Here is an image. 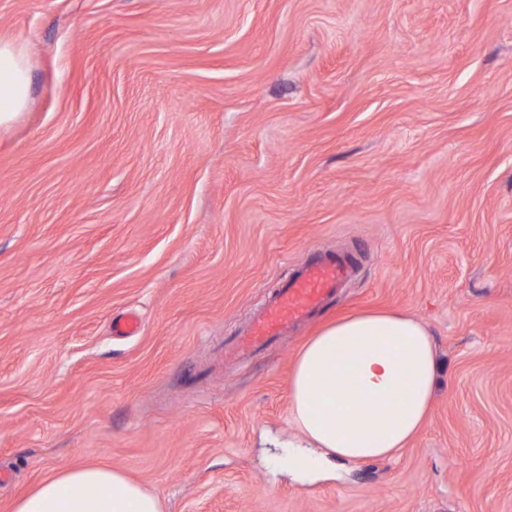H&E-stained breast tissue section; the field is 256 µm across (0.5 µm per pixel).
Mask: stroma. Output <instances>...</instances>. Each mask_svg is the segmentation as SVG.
<instances>
[{"label":"stroma","instance_id":"1","mask_svg":"<svg viewBox=\"0 0 512 512\" xmlns=\"http://www.w3.org/2000/svg\"><path fill=\"white\" fill-rule=\"evenodd\" d=\"M0 35L31 68L0 131V512L93 463L163 512H512V0H0ZM336 253V296L226 357ZM363 309L429 328L426 426L295 478L297 353Z\"/></svg>","mask_w":512,"mask_h":512}]
</instances>
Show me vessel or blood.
Listing matches in <instances>:
<instances>
[{"label":"vessel or blood","instance_id":"1","mask_svg":"<svg viewBox=\"0 0 512 512\" xmlns=\"http://www.w3.org/2000/svg\"><path fill=\"white\" fill-rule=\"evenodd\" d=\"M354 266L346 256L329 257L303 265L265 306L242 334L236 353L247 357L266 346L288 325L306 319L347 281Z\"/></svg>","mask_w":512,"mask_h":512}]
</instances>
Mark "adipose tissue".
Segmentation results:
<instances>
[{
    "label": "adipose tissue",
    "mask_w": 512,
    "mask_h": 512,
    "mask_svg": "<svg viewBox=\"0 0 512 512\" xmlns=\"http://www.w3.org/2000/svg\"><path fill=\"white\" fill-rule=\"evenodd\" d=\"M23 48L0 37V129L29 100ZM440 364L427 326L397 311L349 314L325 323L299 352L289 388L292 420L308 450L282 461L296 473L328 458L365 461L403 451L423 429ZM12 512H162L159 498L106 465L44 477L15 500Z\"/></svg>",
    "instance_id": "ef3b65f1"
}]
</instances>
